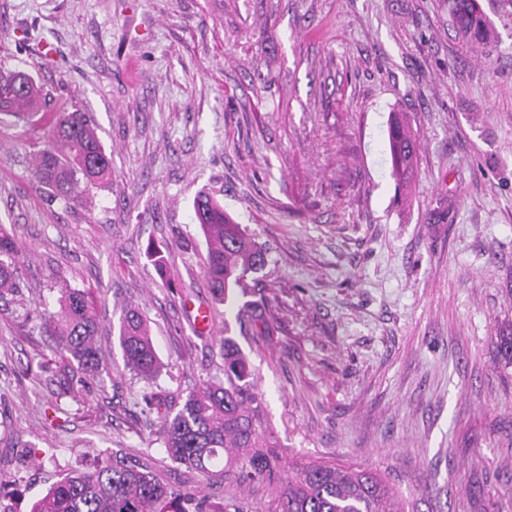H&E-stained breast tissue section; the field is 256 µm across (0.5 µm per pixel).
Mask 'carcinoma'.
Listing matches in <instances>:
<instances>
[{
  "label": "carcinoma",
  "instance_id": "1",
  "mask_svg": "<svg viewBox=\"0 0 512 512\" xmlns=\"http://www.w3.org/2000/svg\"><path fill=\"white\" fill-rule=\"evenodd\" d=\"M453 25L473 43L487 38L477 0H453ZM47 94L24 69L0 66V125L21 126L28 134L34 175L42 187L67 205L86 203L89 185L112 179V160L98 128L78 109L36 119ZM389 146L394 175L416 169L419 142L408 123L392 115ZM205 238L204 273L214 301L225 304L234 288L266 264V249L248 236L224 206L207 197L194 204ZM17 243L0 224V300L16 295L21 277ZM57 307L41 317L65 360L56 399L81 402L87 385L106 372L99 344V322L90 292L61 288ZM125 365L147 385L156 383L160 359L141 312L126 311L119 329ZM500 360L512 365V331L497 337ZM224 380L208 379L188 393L179 408L161 416L159 437L168 457L208 479L228 480L234 463L247 477L265 484L275 512H405L398 493L378 473L353 465L320 463L282 467L278 443L264 427V405L248 363L235 342L220 346ZM31 512H207L204 503L185 498L152 467L119 451L97 460L94 469H70L36 500Z\"/></svg>",
  "mask_w": 512,
  "mask_h": 512
}]
</instances>
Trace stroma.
Here are the masks:
<instances>
[{
	"mask_svg": "<svg viewBox=\"0 0 512 512\" xmlns=\"http://www.w3.org/2000/svg\"><path fill=\"white\" fill-rule=\"evenodd\" d=\"M474 47L450 0H0V66L47 111L80 108L112 156L83 206L50 200L22 128L0 129V224L24 288L0 301V512H30L72 468L123 450L205 500L274 512L265 487L171 462L119 326L139 308L181 402L246 356L294 462L380 473L410 512H512V0H478ZM420 143L398 191L390 112ZM268 249L214 303L198 194ZM91 290L108 368L56 417L59 356L39 315ZM268 298L270 333L239 309ZM208 304L198 331L190 304ZM36 452L39 462L22 466Z\"/></svg>",
	"mask_w": 512,
	"mask_h": 512,
	"instance_id": "35a3bbf8",
	"label": "stroma"
}]
</instances>
